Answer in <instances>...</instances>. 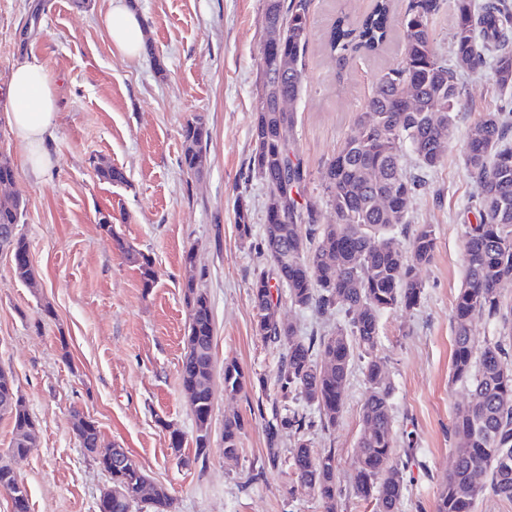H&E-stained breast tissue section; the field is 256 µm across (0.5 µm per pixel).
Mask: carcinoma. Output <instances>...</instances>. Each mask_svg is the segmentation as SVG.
I'll list each match as a JSON object with an SVG mask.
<instances>
[{
	"label": "carcinoma",
	"mask_w": 512,
	"mask_h": 512,
	"mask_svg": "<svg viewBox=\"0 0 512 512\" xmlns=\"http://www.w3.org/2000/svg\"><path fill=\"white\" fill-rule=\"evenodd\" d=\"M312 0H266L264 21H279V44L261 54V80L252 126L250 175L266 188V216L260 253L270 263L254 271L251 296L257 335L283 348L278 367L277 405L265 426L267 460L278 465V437H296L289 457L294 480L336 512V455L315 451L307 439L310 422L290 403L314 406L321 426L336 427L344 408L346 387L355 361L362 362L367 386L362 403L351 481L354 493L373 505V512H400L407 490L406 463L396 456L398 438L392 412V384L387 365L376 355L379 320L383 313L420 305L425 284L420 270L430 263L437 246L435 227L421 224L407 230L408 204L422 180L406 171L410 154L423 169L443 164L455 138V115L465 106L464 88L456 70L471 73L492 63L498 89L512 96V5L508 0H452V33L457 69L438 53L432 24L447 0H408L394 20L392 0H372L358 20L338 16L326 48L338 62L355 53L376 56L384 51L394 25L402 30L399 63L377 78L364 109L340 143L323 173L321 196L305 194L307 171L288 139L298 124V112L279 108V99L297 100L303 90L311 27ZM288 59L281 69L278 56ZM182 171L201 173L203 153L211 133L196 117L182 129ZM463 163L478 186L479 219L464 225V276L453 308L452 378L470 385L468 400L454 421L457 439L448 477L443 481L435 512H474L488 490L512 499V369L503 357L512 342V144L499 112H482L470 127ZM101 180L126 182L125 173L97 165ZM16 179L10 158L0 154V248L10 254L15 276L34 283L29 243L19 231L26 212L22 197L9 191ZM334 213L323 221V208ZM235 223L240 237L252 234L248 205L238 200ZM118 248L137 267L143 288L154 287L151 258L122 242ZM204 273L186 281L188 325L180 383L187 393L195 423L196 453L210 444L214 362V321L201 282ZM299 310L324 316L344 314V320L320 336H301L296 326L280 318V298ZM483 320L499 326L498 337L480 338L472 324ZM240 367L224 365V393L243 391ZM11 409L0 415L13 424L8 458H0V493L15 496L16 512H30L29 493L11 464L27 456L36 444L37 423L30 414L11 372L0 368V404ZM73 429L83 449L104 469L112 467V503L104 512H133L140 504L151 512H172L173 498L148 477L124 448H112V463L101 459L97 422L73 410ZM245 422L237 414L224 417V457L242 452Z\"/></svg>",
	"instance_id": "obj_1"
}]
</instances>
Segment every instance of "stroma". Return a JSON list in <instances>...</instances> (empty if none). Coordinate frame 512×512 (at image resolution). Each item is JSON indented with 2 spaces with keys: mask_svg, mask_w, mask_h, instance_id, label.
Here are the masks:
<instances>
[{
  "mask_svg": "<svg viewBox=\"0 0 512 512\" xmlns=\"http://www.w3.org/2000/svg\"><path fill=\"white\" fill-rule=\"evenodd\" d=\"M110 0H0V153L16 169L14 190L27 202L22 220L37 280H18L0 252V367L10 371L39 425L36 448L13 467L31 512H96L109 476L85 453L71 412L94 419L102 447L120 444L148 478L174 499L173 512H323L285 463L295 444L281 434L278 466L266 458L265 424L276 398L280 350L254 329L251 282L262 264L257 246L266 190L248 176L261 73L265 0H138L155 57L128 59L112 49L105 17ZM371 0H313L305 87L295 108L292 146L308 172L306 191L320 194L322 174L357 115L375 77L400 57L393 38L379 57L337 67L325 49L336 15L358 18ZM36 58L50 73L57 105L49 143L52 165L29 175L26 152L7 120V87L16 63ZM469 98L442 166L420 171L423 186L408 222L434 225L437 247L420 276L421 305L381 319L377 354L388 367L397 433L413 435L410 482L402 512H433L455 449L453 422L468 385L451 379L453 306L462 283L463 231L474 219L478 188L462 151L479 113L504 110L492 68L460 73ZM203 117L211 140L199 176L180 167L182 129ZM122 169L124 184L100 180L94 163ZM251 212L252 236L241 238L235 202ZM112 212L114 236L149 255L151 290L138 269L100 228ZM196 250L214 318V399L210 444L195 455V426L180 385L188 309L184 255ZM247 378L237 396L224 393V366ZM366 386L353 366L336 428L318 426L311 446L333 449L341 490L338 512H372L350 483ZM237 412L246 432L238 461L224 458V415ZM184 434L181 449L170 428Z\"/></svg>",
  "mask_w": 512,
  "mask_h": 512,
  "instance_id": "stroma-1",
  "label": "stroma"
}]
</instances>
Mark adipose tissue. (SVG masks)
I'll return each instance as SVG.
<instances>
[{
  "mask_svg": "<svg viewBox=\"0 0 512 512\" xmlns=\"http://www.w3.org/2000/svg\"><path fill=\"white\" fill-rule=\"evenodd\" d=\"M105 26L112 48L129 58L139 56L146 28L135 0H111ZM8 97L9 124L27 148L28 171L32 176H41L51 164L46 142L53 133L56 116L52 78L38 60L21 61L11 72Z\"/></svg>",
  "mask_w": 512,
  "mask_h": 512,
  "instance_id": "ef3b65f1",
  "label": "adipose tissue"
}]
</instances>
